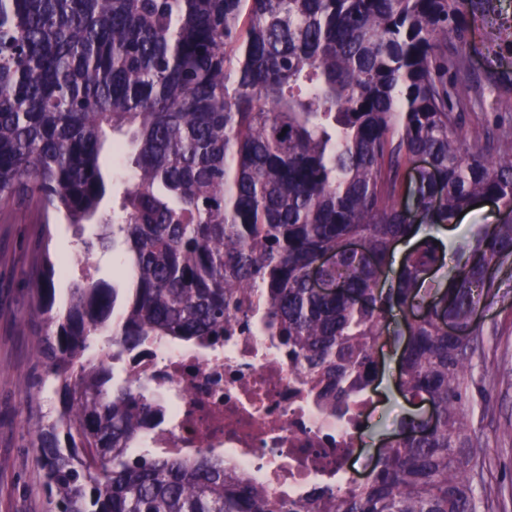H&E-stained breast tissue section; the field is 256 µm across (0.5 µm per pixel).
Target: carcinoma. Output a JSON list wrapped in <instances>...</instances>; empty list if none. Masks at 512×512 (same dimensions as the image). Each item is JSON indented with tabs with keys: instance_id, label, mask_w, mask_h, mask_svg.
Instances as JSON below:
<instances>
[{
	"instance_id": "obj_1",
	"label": "carcinoma",
	"mask_w": 512,
	"mask_h": 512,
	"mask_svg": "<svg viewBox=\"0 0 512 512\" xmlns=\"http://www.w3.org/2000/svg\"><path fill=\"white\" fill-rule=\"evenodd\" d=\"M498 2L0 0V212L88 224L108 202L97 244L132 277L75 283L60 315L65 258L44 252L29 281L58 382L36 441L60 512H490L474 487L472 314L506 302L487 270L512 259V123L462 131L482 89L448 40L504 42ZM482 198L501 221L456 251L444 285L427 277L434 237L386 276L394 244ZM256 288L328 409L376 379L393 336L398 390L431 402L437 426L406 417L336 500L277 499L214 455H132L159 408L113 386L91 338L110 337L114 359L147 336L217 340Z\"/></svg>"
}]
</instances>
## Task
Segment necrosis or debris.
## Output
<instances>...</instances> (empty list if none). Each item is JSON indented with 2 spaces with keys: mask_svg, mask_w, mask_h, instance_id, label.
Segmentation results:
<instances>
[{
  "mask_svg": "<svg viewBox=\"0 0 512 512\" xmlns=\"http://www.w3.org/2000/svg\"><path fill=\"white\" fill-rule=\"evenodd\" d=\"M121 361L133 387L163 407L146 437L154 452L223 456L240 477L289 500L357 483L376 389L326 411L261 296L232 311L223 341L183 347L150 336Z\"/></svg>",
  "mask_w": 512,
  "mask_h": 512,
  "instance_id": "4bbe7bcc",
  "label": "necrosis or debris"
}]
</instances>
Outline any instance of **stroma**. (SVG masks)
Returning a JSON list of instances; mask_svg holds the SVG:
<instances>
[{"mask_svg": "<svg viewBox=\"0 0 512 512\" xmlns=\"http://www.w3.org/2000/svg\"><path fill=\"white\" fill-rule=\"evenodd\" d=\"M468 40L471 64L467 76L484 88L481 111H507L498 85L512 72L505 64L512 58V45L504 42L485 49L475 31ZM498 220L495 206L483 204L467 211L456 226L446 230L431 226L427 232L451 251L465 245L481 225ZM51 231V242H44L39 215L31 207L0 216V512H56L35 440L41 417L49 415L56 403L55 381L46 363L36 356L46 325L35 309L28 280L39 255L47 246L51 251L82 258L68 275L55 281L53 310L57 313L66 310L71 288L85 270L96 271L105 279L112 276L111 252L98 248L87 252L77 247L73 225L55 223ZM481 325L485 345L473 362L474 411L470 421L486 440L487 450L480 459L481 481L476 491L488 498L493 512H512V441L499 435L504 425L512 424V307L499 303L485 307ZM378 358L377 383L383 401L368 431L372 449L397 432L411 410L396 387L398 351L384 345Z\"/></svg>", "mask_w": 512, "mask_h": 512, "instance_id": "35a3bbf8", "label": "stroma"}]
</instances>
